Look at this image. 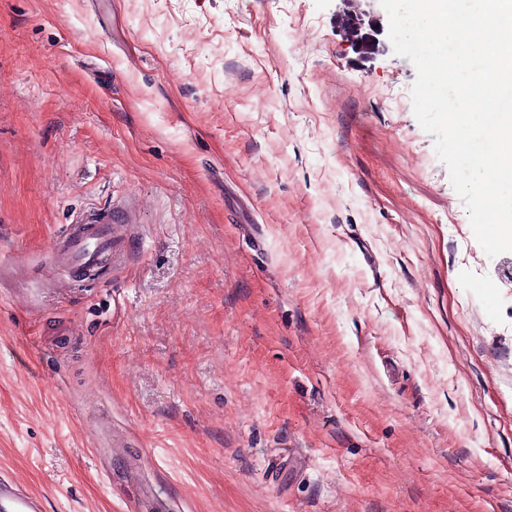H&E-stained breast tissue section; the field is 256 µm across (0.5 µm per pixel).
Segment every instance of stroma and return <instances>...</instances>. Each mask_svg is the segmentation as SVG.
Returning a JSON list of instances; mask_svg holds the SVG:
<instances>
[{
	"instance_id": "35a3bbf8",
	"label": "stroma",
	"mask_w": 512,
	"mask_h": 512,
	"mask_svg": "<svg viewBox=\"0 0 512 512\" xmlns=\"http://www.w3.org/2000/svg\"><path fill=\"white\" fill-rule=\"evenodd\" d=\"M346 6L0 0V471L43 512H512V251ZM131 227L124 218L113 219L112 208L82 217L54 238L51 249L57 266L68 268L75 276L82 269H96L102 257L120 255Z\"/></svg>"
}]
</instances>
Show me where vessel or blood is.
<instances>
[{"label":"vessel or blood","instance_id":"1","mask_svg":"<svg viewBox=\"0 0 512 512\" xmlns=\"http://www.w3.org/2000/svg\"><path fill=\"white\" fill-rule=\"evenodd\" d=\"M130 229V222L114 217L112 211L92 213L54 238L51 249L59 266L74 273L92 270L102 257L121 253ZM0 512H42V500L12 477L1 474Z\"/></svg>","mask_w":512,"mask_h":512}]
</instances>
